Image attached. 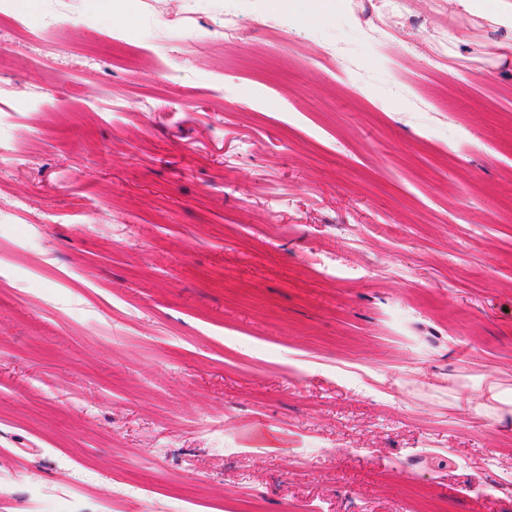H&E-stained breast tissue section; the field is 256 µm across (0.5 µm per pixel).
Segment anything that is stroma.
Listing matches in <instances>:
<instances>
[{
	"label": "stroma",
	"instance_id": "1",
	"mask_svg": "<svg viewBox=\"0 0 512 512\" xmlns=\"http://www.w3.org/2000/svg\"><path fill=\"white\" fill-rule=\"evenodd\" d=\"M10 15L0 512H512L474 409L512 401L503 32L448 0Z\"/></svg>",
	"mask_w": 512,
	"mask_h": 512
}]
</instances>
